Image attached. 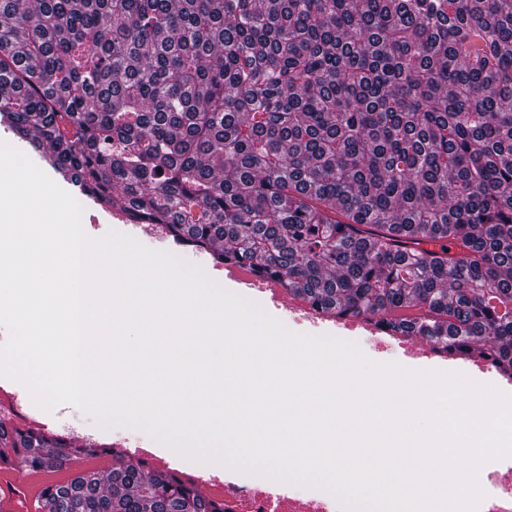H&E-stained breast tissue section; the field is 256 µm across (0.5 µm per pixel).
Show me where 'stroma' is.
I'll return each instance as SVG.
<instances>
[{
    "label": "stroma",
    "instance_id": "obj_1",
    "mask_svg": "<svg viewBox=\"0 0 512 512\" xmlns=\"http://www.w3.org/2000/svg\"><path fill=\"white\" fill-rule=\"evenodd\" d=\"M65 189L76 196L84 206L83 230L91 238H102L113 230L132 236L149 248L171 252L189 263L200 266L207 277L228 291L259 304L292 331L317 337L333 336L357 343L363 353L376 362L395 361L413 369L460 372L477 383L493 386L504 395L512 396V380L503 379L493 368H479L469 363H455L434 356L424 359L413 358L400 348H379L375 337L365 335L361 330L349 331L329 321L312 323L294 320L287 309L272 302L265 294L228 277L225 266L213 264L207 257L178 244L172 238L147 234L141 226L125 223L119 214L101 210L91 198L81 193L78 186L69 183ZM1 388L12 394L14 405L21 414L20 419H7L8 427L16 429L25 423L29 428L46 435L64 439L70 446L95 448L96 454L88 465L89 473L105 475L122 463L142 460L150 471L158 469L160 463H167L178 474L200 478L210 490L218 488L224 478L222 465H200L182 457L143 431L126 427L100 428L92 418L71 404H60L49 410L42 409L34 404L28 389L22 383L10 378L0 377Z\"/></svg>",
    "mask_w": 512,
    "mask_h": 512
}]
</instances>
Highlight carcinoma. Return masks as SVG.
Listing matches in <instances>:
<instances>
[{
    "label": "carcinoma",
    "mask_w": 512,
    "mask_h": 512,
    "mask_svg": "<svg viewBox=\"0 0 512 512\" xmlns=\"http://www.w3.org/2000/svg\"><path fill=\"white\" fill-rule=\"evenodd\" d=\"M28 3L0 0V126L58 177L512 380V0ZM7 438L33 469L53 445ZM144 466L50 485L42 512H224Z\"/></svg>",
    "instance_id": "obj_1"
}]
</instances>
